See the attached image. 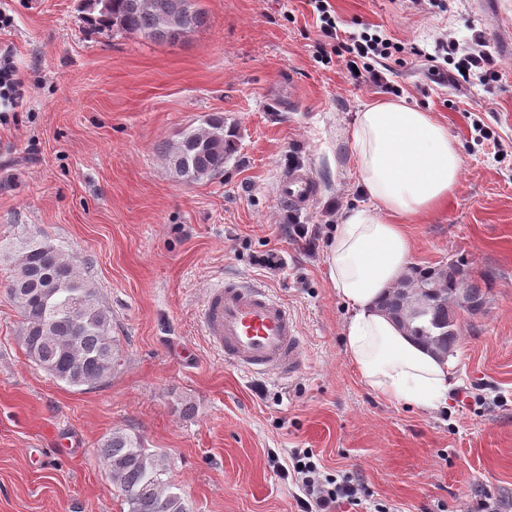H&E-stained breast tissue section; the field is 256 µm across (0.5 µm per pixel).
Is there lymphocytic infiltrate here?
<instances>
[{"instance_id": "lymphocytic-infiltrate-1", "label": "lymphocytic infiltrate", "mask_w": 512, "mask_h": 512, "mask_svg": "<svg viewBox=\"0 0 512 512\" xmlns=\"http://www.w3.org/2000/svg\"><path fill=\"white\" fill-rule=\"evenodd\" d=\"M317 13L320 32L325 44L331 45V52L323 53V60L338 57L348 70L347 78L353 84L378 88L385 93H397L396 85L388 79L392 64L401 54L407 53L421 59L430 79L443 81L445 70L442 65L448 55H455V68L461 69L462 81L478 79L480 82L497 80L499 73L492 65V55L483 36L477 35L466 44L442 36L435 42L433 50L406 45L390 36L376 25L365 26L361 31H342L336 21L329 0H306ZM295 464L291 472L301 494L298 504L301 512H333L336 504L348 501L353 505L362 503V486L353 478L336 481L324 476L312 452L294 451Z\"/></svg>"}]
</instances>
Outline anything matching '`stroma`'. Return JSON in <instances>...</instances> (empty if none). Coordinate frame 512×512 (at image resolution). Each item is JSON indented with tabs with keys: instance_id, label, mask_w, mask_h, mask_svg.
Masks as SVG:
<instances>
[{
	"instance_id": "obj_1",
	"label": "stroma",
	"mask_w": 512,
	"mask_h": 512,
	"mask_svg": "<svg viewBox=\"0 0 512 512\" xmlns=\"http://www.w3.org/2000/svg\"><path fill=\"white\" fill-rule=\"evenodd\" d=\"M329 2L342 30L380 25L429 50L443 33L483 34L502 75L439 85L408 56L392 77L462 158L447 205L407 225L409 263L460 259L490 285L480 314H459L447 407L386 400L345 353L347 311L326 257L344 212L366 199L351 160L329 159L357 112L386 95L321 61L304 0H201L206 25L173 44L89 30L80 0H0L14 18L0 60L23 82L0 123V242L23 224L83 258L121 353L94 389L28 360L0 255V512H126L100 459L115 430L163 455L190 512H299L281 473L298 448L332 478L360 479L357 512H474L487 497L512 506V33L494 17L512 15V0L427 12L408 0ZM212 114L235 129V150L214 177L179 182L158 146ZM298 165L318 186L300 212L277 198ZM296 219L315 248L290 234ZM225 276L262 285L295 315L296 377L244 375L201 334L199 306Z\"/></svg>"
}]
</instances>
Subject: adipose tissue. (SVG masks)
Segmentation results:
<instances>
[{
    "label": "adipose tissue",
    "mask_w": 512,
    "mask_h": 512,
    "mask_svg": "<svg viewBox=\"0 0 512 512\" xmlns=\"http://www.w3.org/2000/svg\"><path fill=\"white\" fill-rule=\"evenodd\" d=\"M345 143L368 198L345 213L327 260L329 280L348 311L346 354L380 395L440 409L448 404L451 359L412 342L382 303L408 264L405 223L447 203L459 184L460 153L431 113L394 101L365 106Z\"/></svg>",
    "instance_id": "obj_1"
}]
</instances>
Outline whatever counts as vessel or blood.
I'll list each match as a JSON object with an SVG mask.
<instances>
[{
	"label": "vessel or blood",
	"instance_id": "obj_1",
	"mask_svg": "<svg viewBox=\"0 0 512 512\" xmlns=\"http://www.w3.org/2000/svg\"><path fill=\"white\" fill-rule=\"evenodd\" d=\"M316 194L304 169L292 168L280 180L279 200L295 210L307 209ZM199 327L225 360L247 373L287 378L302 365L305 342L294 316L261 286L225 277L206 294Z\"/></svg>",
	"mask_w": 512,
	"mask_h": 512
}]
</instances>
